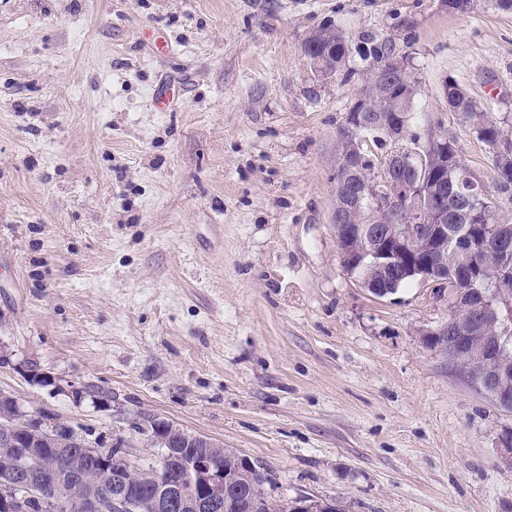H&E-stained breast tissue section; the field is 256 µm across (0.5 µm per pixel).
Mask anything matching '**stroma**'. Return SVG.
<instances>
[{
	"mask_svg": "<svg viewBox=\"0 0 512 512\" xmlns=\"http://www.w3.org/2000/svg\"><path fill=\"white\" fill-rule=\"evenodd\" d=\"M329 24L350 65L370 37L408 56V137L451 138L512 224L442 91L512 113L493 0H0V389L125 435L136 465L157 453L150 415L258 462L276 498L512 512V410L426 342L447 301L415 280L375 298L341 265L336 142L360 83L306 55Z\"/></svg>",
	"mask_w": 512,
	"mask_h": 512,
	"instance_id": "stroma-1",
	"label": "stroma"
}]
</instances>
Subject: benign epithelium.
I'll use <instances>...</instances> for the list:
<instances>
[{"label": "benign epithelium", "instance_id": "benign-epithelium-1", "mask_svg": "<svg viewBox=\"0 0 512 512\" xmlns=\"http://www.w3.org/2000/svg\"><path fill=\"white\" fill-rule=\"evenodd\" d=\"M356 117L348 124L350 137L362 153L364 135L370 129L365 123L370 111V100L360 96L356 100ZM428 168L424 153L416 155L412 171L407 177H395L388 173L375 181L359 185L356 196L374 198L386 211L394 212L398 223L385 226L358 224L354 230L337 235L341 264L354 274L365 261L380 270L392 273L412 272L417 280L435 290L440 298L448 297V308L454 307L453 295H445L443 286L448 284V225L446 201L439 194L423 191L425 181L422 172ZM483 261L472 247L463 255V266L455 271L458 278L472 277L477 281ZM429 345L447 352L458 342L446 324L429 333ZM18 399L0 389V512H15L23 501L50 502L71 512H130L133 508L130 494L132 476L115 468L119 462L130 463V442L115 434L110 441L96 438L87 444L85 452L99 460V468L92 473L85 471L82 461L74 457L45 460L41 466L55 470L64 468L71 472L72 483L68 486L45 487L34 477H23L24 461L12 452L16 445L14 433L18 430L19 416L15 407ZM156 418L145 417L140 424L151 441L160 448L177 439L185 444L205 443L210 448L217 444L203 436L179 430L176 434L155 433ZM71 430L59 418L41 414L33 418L28 428V452L26 456L37 459L36 446L54 439L63 431ZM180 473L177 479H168L157 471L151 476L154 493L145 503L150 512H170L172 509H188L190 512H218L224 506V496L239 490L237 483L243 474L236 469L230 473L214 466L211 454L165 458ZM107 484L111 492L102 497L94 487Z\"/></svg>", "mask_w": 512, "mask_h": 512}]
</instances>
